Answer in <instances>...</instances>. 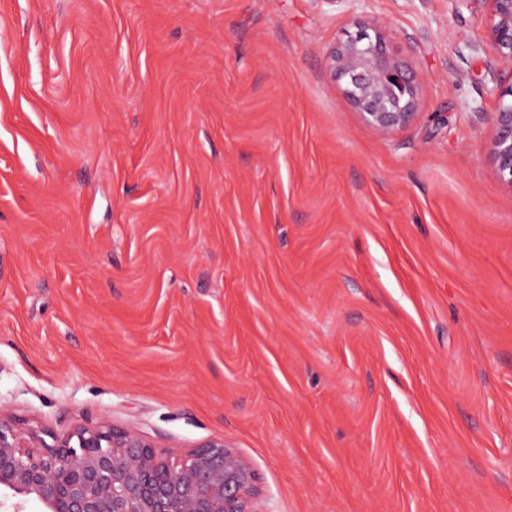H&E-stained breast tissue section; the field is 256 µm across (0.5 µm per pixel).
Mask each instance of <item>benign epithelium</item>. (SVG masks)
<instances>
[{
    "mask_svg": "<svg viewBox=\"0 0 512 512\" xmlns=\"http://www.w3.org/2000/svg\"><path fill=\"white\" fill-rule=\"evenodd\" d=\"M489 40L498 77L495 126L486 146L512 188V0H490ZM329 68L362 120L387 137L416 119V71L395 55L379 23L358 24L328 55ZM0 411V507L27 512H258L259 476L222 441L174 456L142 435L103 421L51 436Z\"/></svg>",
    "mask_w": 512,
    "mask_h": 512,
    "instance_id": "1",
    "label": "benign epithelium"
}]
</instances>
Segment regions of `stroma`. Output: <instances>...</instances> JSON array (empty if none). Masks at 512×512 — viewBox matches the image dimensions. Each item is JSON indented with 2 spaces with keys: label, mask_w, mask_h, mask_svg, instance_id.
I'll return each mask as SVG.
<instances>
[{
  "label": "stroma",
  "mask_w": 512,
  "mask_h": 512,
  "mask_svg": "<svg viewBox=\"0 0 512 512\" xmlns=\"http://www.w3.org/2000/svg\"><path fill=\"white\" fill-rule=\"evenodd\" d=\"M489 0H0V410L224 440L262 512H512ZM379 22L415 122L328 68Z\"/></svg>",
  "instance_id": "35a3bbf8"
}]
</instances>
